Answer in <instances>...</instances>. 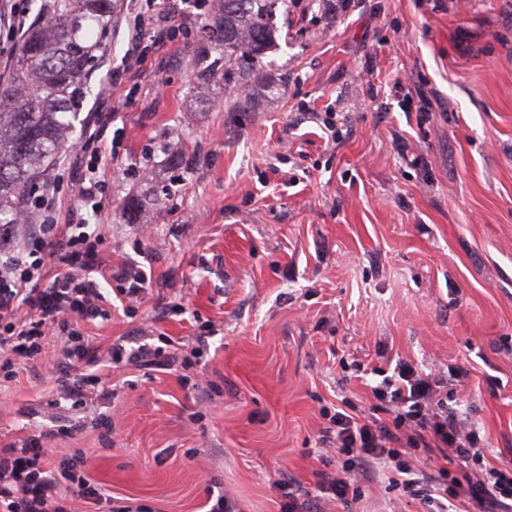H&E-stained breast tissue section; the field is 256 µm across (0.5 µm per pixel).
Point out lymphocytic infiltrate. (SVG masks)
<instances>
[{
  "mask_svg": "<svg viewBox=\"0 0 512 512\" xmlns=\"http://www.w3.org/2000/svg\"><path fill=\"white\" fill-rule=\"evenodd\" d=\"M178 11L172 0H149L148 10L135 15L123 72L142 68L148 52L140 42L148 33L159 30L172 40L186 31V24L174 21ZM80 152L79 171L67 177L55 172L27 198L31 224L0 225V382L10 381L20 364L43 354L50 337H59L57 360L72 369L59 395L75 409L85 407L103 386L97 372L101 362L169 366L175 361L159 347L132 351L116 343L102 353L82 331L86 323L111 317L93 278L104 237L84 217L60 223V201L69 191L99 209L106 168L118 150L102 146L100 131L91 124L80 138ZM374 373L380 382L373 396L391 413V421L342 409L330 414L318 440L336 449L342 460L335 472L322 474L317 492H288L281 512H320L322 495L350 504L373 482L380 465L394 472L391 486L423 502L427 512H512V466H484L489 442L457 406V373L432 376L405 361L393 372L378 367ZM419 452L457 465L459 475L446 481L426 474L413 462ZM85 464L82 456L56 460L41 434L1 447L0 512H78L80 501L100 512L105 498L88 482Z\"/></svg>",
  "mask_w": 512,
  "mask_h": 512,
  "instance_id": "lymphocytic-infiltrate-1",
  "label": "lymphocytic infiltrate"
}]
</instances>
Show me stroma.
Wrapping results in <instances>:
<instances>
[{
  "mask_svg": "<svg viewBox=\"0 0 512 512\" xmlns=\"http://www.w3.org/2000/svg\"><path fill=\"white\" fill-rule=\"evenodd\" d=\"M120 3L75 129L123 135L90 221L107 266L150 281L135 310L113 301L83 332L103 350L121 338L174 353L205 336L203 373L192 387L115 367L111 395L65 411L60 367L38 358L0 388V447L64 424L48 446L93 449L84 472L115 504L207 512L224 495L280 512L275 483L315 490L336 458L316 445L324 410L373 405L359 367L400 359L467 370L461 408L486 460L512 462V0H284L264 59L277 90L245 112L220 89L207 111L190 106L198 15L141 77L121 73L146 2ZM312 112L335 113L337 140ZM142 168L171 192L130 224ZM319 508L424 512L383 475Z\"/></svg>",
  "mask_w": 512,
  "mask_h": 512,
  "instance_id": "35a3bbf8",
  "label": "stroma"
}]
</instances>
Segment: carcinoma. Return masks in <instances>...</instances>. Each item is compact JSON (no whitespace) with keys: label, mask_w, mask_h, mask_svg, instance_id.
<instances>
[{"label":"carcinoma","mask_w":512,"mask_h":512,"mask_svg":"<svg viewBox=\"0 0 512 512\" xmlns=\"http://www.w3.org/2000/svg\"><path fill=\"white\" fill-rule=\"evenodd\" d=\"M280 0H218L195 49L194 83L223 84L244 112L276 89L263 71L275 47ZM119 0H53L48 20L26 33L0 85V224L20 223V205L72 142L89 64L106 52Z\"/></svg>","instance_id":"carcinoma-1"}]
</instances>
